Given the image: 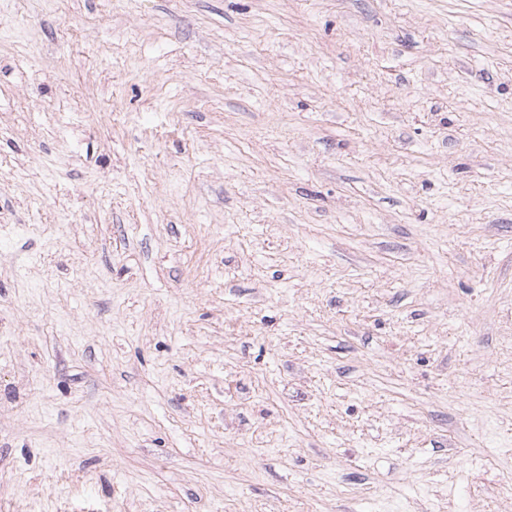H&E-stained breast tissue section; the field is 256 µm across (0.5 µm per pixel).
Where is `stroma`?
Returning <instances> with one entry per match:
<instances>
[{
	"instance_id": "obj_1",
	"label": "stroma",
	"mask_w": 512,
	"mask_h": 512,
	"mask_svg": "<svg viewBox=\"0 0 512 512\" xmlns=\"http://www.w3.org/2000/svg\"><path fill=\"white\" fill-rule=\"evenodd\" d=\"M0 512H512V0H0Z\"/></svg>"
}]
</instances>
